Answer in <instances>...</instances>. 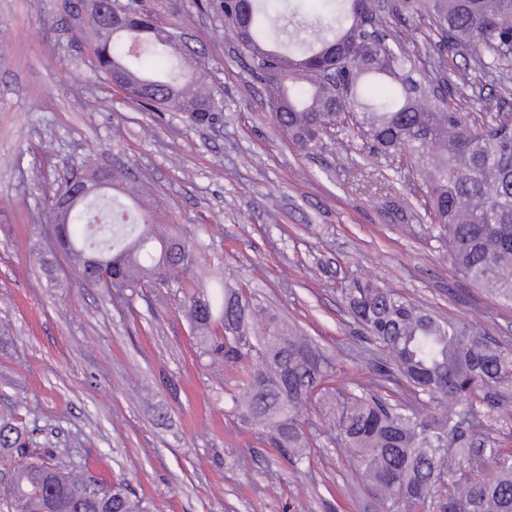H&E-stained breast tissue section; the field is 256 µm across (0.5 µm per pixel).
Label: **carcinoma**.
Returning <instances> with one entry per match:
<instances>
[{"label":"carcinoma","mask_w":512,"mask_h":512,"mask_svg":"<svg viewBox=\"0 0 512 512\" xmlns=\"http://www.w3.org/2000/svg\"><path fill=\"white\" fill-rule=\"evenodd\" d=\"M125 24L100 36L91 22V63L112 75L129 102L158 112H187L212 123L219 106L202 53L181 32L145 12L139 0H115ZM266 0H219L237 58L263 81L275 126L304 149L338 124L370 152L417 168L448 259L476 288L512 306V116L473 117L463 101L477 83L447 69L444 55H467L483 77L512 73V0H328L330 10L294 6L273 18ZM427 23L429 66L407 49L408 17ZM82 286L136 291L176 289L191 332L211 363L239 374L232 409L256 438L304 459L323 433L302 415L329 403L328 431L338 456L379 500L383 512H512V448L488 429L512 385V347L469 323L440 318L396 291L357 281L345 291L356 322L386 351L379 372L407 387L349 388L310 337L248 300L224 280L210 287L192 275L207 246L163 236L159 213L131 210L102 192L75 206L68 223H51ZM452 404L429 414V404ZM0 512H148L126 485L64 464L38 446L13 410L0 412Z\"/></svg>","instance_id":"cac0c4a2"}]
</instances>
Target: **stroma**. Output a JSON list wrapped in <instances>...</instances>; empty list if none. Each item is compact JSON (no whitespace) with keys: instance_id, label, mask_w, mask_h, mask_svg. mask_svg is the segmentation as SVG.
<instances>
[{"instance_id":"35a3bbf8","label":"stroma","mask_w":512,"mask_h":512,"mask_svg":"<svg viewBox=\"0 0 512 512\" xmlns=\"http://www.w3.org/2000/svg\"><path fill=\"white\" fill-rule=\"evenodd\" d=\"M72 0H0V410L18 409L150 512H381L327 437L284 457L235 420V371L202 356L173 289L131 305L78 288L39 220L57 184L123 164L168 234L204 239L197 274L231 273L314 338L342 382L367 383L384 351L343 288L361 279L512 346V307L455 273L424 186L343 126L302 149L270 119L211 0H142L203 46L223 110L209 126L122 101L77 41Z\"/></svg>"}]
</instances>
